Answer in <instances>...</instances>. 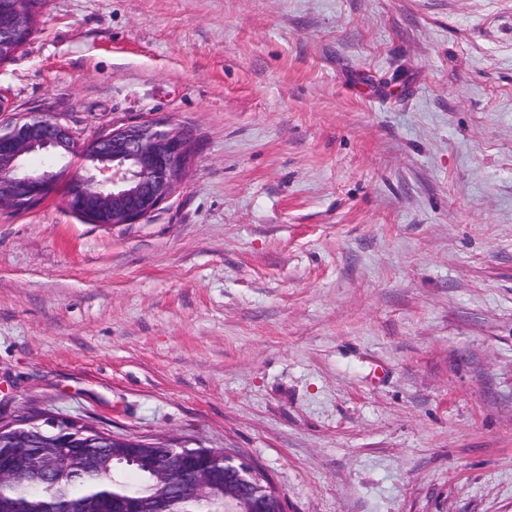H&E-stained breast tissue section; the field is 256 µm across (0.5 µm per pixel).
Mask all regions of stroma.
<instances>
[{"label": "stroma", "mask_w": 512, "mask_h": 512, "mask_svg": "<svg viewBox=\"0 0 512 512\" xmlns=\"http://www.w3.org/2000/svg\"><path fill=\"white\" fill-rule=\"evenodd\" d=\"M188 132L138 224L0 209V420L223 449L285 512H512V0H46L0 121Z\"/></svg>", "instance_id": "stroma-1"}]
</instances>
